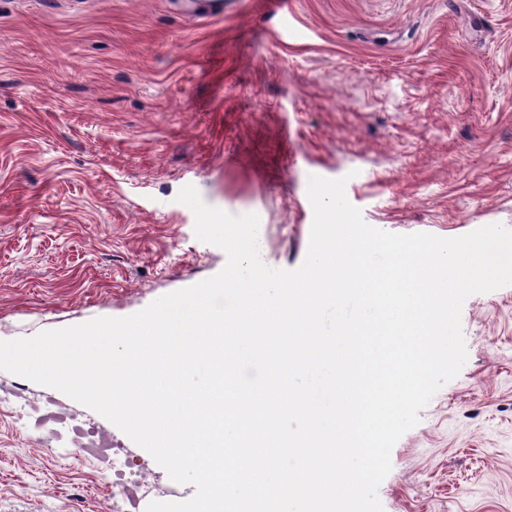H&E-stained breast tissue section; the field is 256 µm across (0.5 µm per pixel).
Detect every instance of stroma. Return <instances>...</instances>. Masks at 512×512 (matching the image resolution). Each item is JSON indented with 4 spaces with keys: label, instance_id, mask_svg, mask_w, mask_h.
<instances>
[{
    "label": "stroma",
    "instance_id": "35a3bbf8",
    "mask_svg": "<svg viewBox=\"0 0 512 512\" xmlns=\"http://www.w3.org/2000/svg\"><path fill=\"white\" fill-rule=\"evenodd\" d=\"M0 0V341L132 315L219 273L202 200L304 261L308 178H347L371 226L512 229V0ZM467 360L391 451L384 512H512V285L469 296ZM0 370V512H112V465Z\"/></svg>",
    "mask_w": 512,
    "mask_h": 512
}]
</instances>
